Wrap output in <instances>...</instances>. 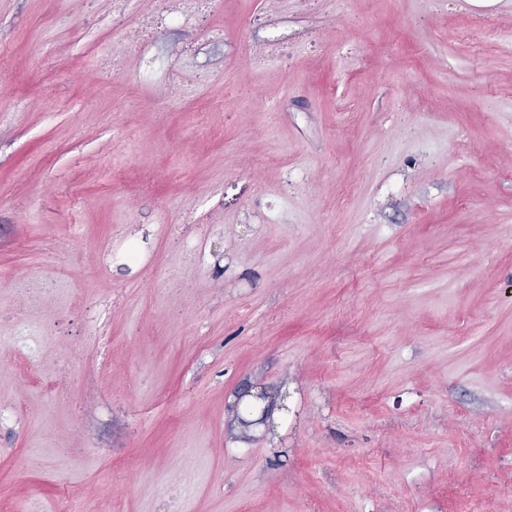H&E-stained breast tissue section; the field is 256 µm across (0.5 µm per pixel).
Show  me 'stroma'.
Segmentation results:
<instances>
[{"mask_svg": "<svg viewBox=\"0 0 512 512\" xmlns=\"http://www.w3.org/2000/svg\"><path fill=\"white\" fill-rule=\"evenodd\" d=\"M159 7L0 0V512H512V0ZM161 7L153 18V26L157 30L174 27L191 28L192 10L185 8L183 0H161ZM266 398L265 396V393L262 391L260 393H258L256 396H255V402L252 403L248 408H247V416H238L237 419H238V423L239 425L241 426V432L244 434L247 432V430L254 426V425H257V424H261V425H264V426H267L268 429L270 428V413H269V410L268 408L264 407L263 409H261V412H260V415L258 418L256 419H251L250 417L253 416L258 404H259V401H262Z\"/></svg>", "mask_w": 512, "mask_h": 512, "instance_id": "obj_1", "label": "stroma"}]
</instances>
